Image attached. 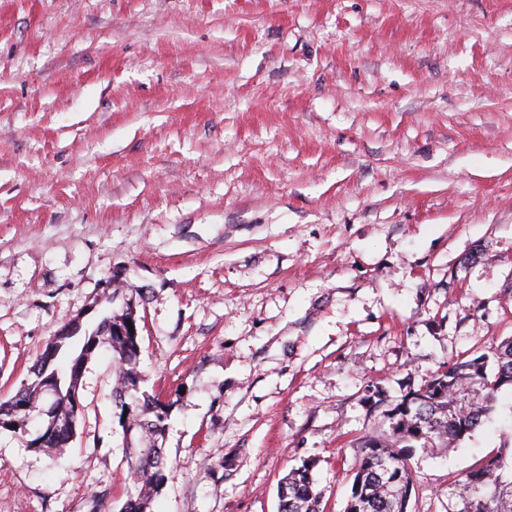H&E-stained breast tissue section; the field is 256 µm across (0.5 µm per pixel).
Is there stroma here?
<instances>
[{
    "label": "stroma",
    "mask_w": 512,
    "mask_h": 512,
    "mask_svg": "<svg viewBox=\"0 0 512 512\" xmlns=\"http://www.w3.org/2000/svg\"><path fill=\"white\" fill-rule=\"evenodd\" d=\"M128 298L152 512H277L305 461L343 512L392 403L512 338V0H0V397ZM114 385L65 455L0 431V512L123 504ZM504 448L510 385L408 512Z\"/></svg>",
    "instance_id": "stroma-1"
}]
</instances>
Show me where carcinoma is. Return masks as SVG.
<instances>
[{"instance_id":"1","label":"carcinoma","mask_w":512,"mask_h":512,"mask_svg":"<svg viewBox=\"0 0 512 512\" xmlns=\"http://www.w3.org/2000/svg\"><path fill=\"white\" fill-rule=\"evenodd\" d=\"M101 347L112 352L118 371L113 401L128 481L126 500L118 512H151L164 479L160 440L165 415L159 396L141 390L139 325L131 305L103 316L92 330L54 336L31 367L30 379L14 395L0 400V430L22 432L31 413L51 415L58 426L36 435L28 447L63 451L76 435L79 409L73 399L79 381ZM504 385H512V340L498 345L489 356L450 366L408 391L389 409L391 432L362 441L344 512H406L410 460L416 452L452 448L470 435L492 411L496 392ZM313 468L305 461L282 478L278 512H323ZM453 485L461 504L457 512H512V454L499 452Z\"/></svg>"}]
</instances>
